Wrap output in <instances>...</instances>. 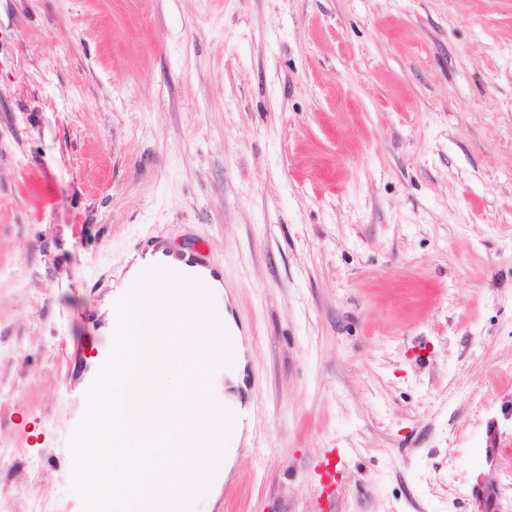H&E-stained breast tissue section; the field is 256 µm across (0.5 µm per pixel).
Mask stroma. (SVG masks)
Listing matches in <instances>:
<instances>
[{"mask_svg":"<svg viewBox=\"0 0 512 512\" xmlns=\"http://www.w3.org/2000/svg\"><path fill=\"white\" fill-rule=\"evenodd\" d=\"M157 242L250 338L200 512H512V0H0V512Z\"/></svg>","mask_w":512,"mask_h":512,"instance_id":"stroma-1","label":"stroma"}]
</instances>
